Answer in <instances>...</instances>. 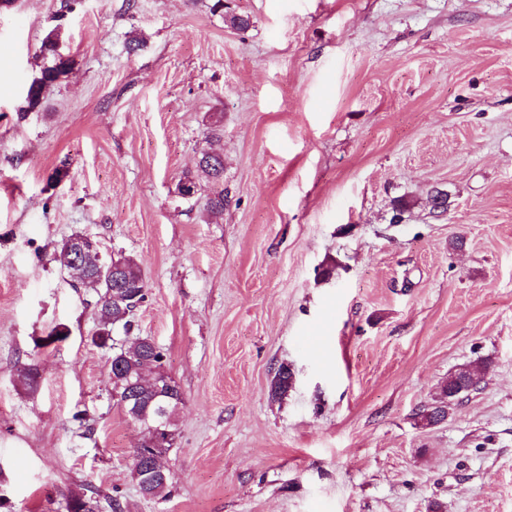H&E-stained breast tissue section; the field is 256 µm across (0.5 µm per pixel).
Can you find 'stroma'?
<instances>
[{
  "label": "stroma",
  "instance_id": "obj_1",
  "mask_svg": "<svg viewBox=\"0 0 512 512\" xmlns=\"http://www.w3.org/2000/svg\"><path fill=\"white\" fill-rule=\"evenodd\" d=\"M64 3L0 4V512H512V0ZM56 26L70 68L29 112ZM76 233L147 284L114 334L182 392L166 497L55 260ZM210 161L213 162V165ZM196 167V176H187L186 182L182 183L179 187V193L183 197L189 198L195 194V187H197L196 177L198 178L200 175H204L215 182L219 181L224 172V160L218 155L211 156L209 153H206L202 155ZM186 183L193 184L195 187ZM293 371L287 364H280L276 369L269 391V396L274 401H281L288 396L292 389Z\"/></svg>",
  "mask_w": 512,
  "mask_h": 512
}]
</instances>
